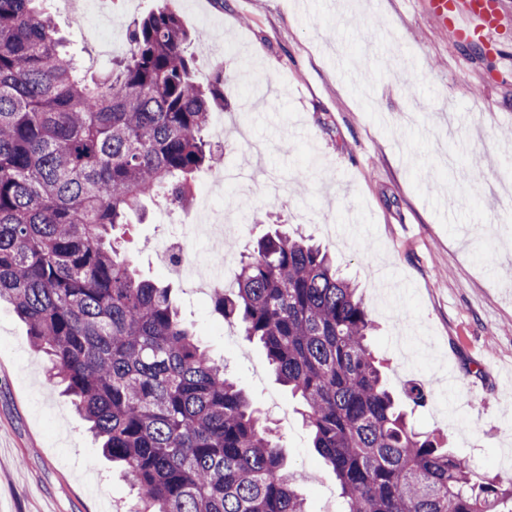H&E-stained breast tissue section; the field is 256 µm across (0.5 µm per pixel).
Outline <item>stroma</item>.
Here are the masks:
<instances>
[{"label":"stroma","instance_id":"1","mask_svg":"<svg viewBox=\"0 0 512 512\" xmlns=\"http://www.w3.org/2000/svg\"><path fill=\"white\" fill-rule=\"evenodd\" d=\"M170 5L196 32L200 67L223 55L218 124L247 123L287 191L215 204L253 218L225 228L224 269L270 224L313 236L357 283L372 345L396 397L428 386L410 414L477 474L512 481V66L478 43L449 46L427 0H119L116 32ZM132 220L121 239L139 273L192 207L159 224ZM176 304L209 354L275 427L308 512H341L336 476L310 446L298 402L262 348L225 340L210 297L170 278ZM138 499L98 454L84 423L47 380V359L0 305V512H136Z\"/></svg>","mask_w":512,"mask_h":512}]
</instances>
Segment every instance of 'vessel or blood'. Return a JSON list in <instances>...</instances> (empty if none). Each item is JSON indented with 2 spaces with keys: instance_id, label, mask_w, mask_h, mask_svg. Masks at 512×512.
Wrapping results in <instances>:
<instances>
[{
  "instance_id": "b4317fda",
  "label": "vessel or blood",
  "mask_w": 512,
  "mask_h": 512,
  "mask_svg": "<svg viewBox=\"0 0 512 512\" xmlns=\"http://www.w3.org/2000/svg\"><path fill=\"white\" fill-rule=\"evenodd\" d=\"M428 7L457 43H482L499 25L502 0H428Z\"/></svg>"
}]
</instances>
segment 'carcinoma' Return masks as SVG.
I'll use <instances>...</instances> for the list:
<instances>
[{
	"instance_id": "carcinoma-1",
	"label": "carcinoma",
	"mask_w": 512,
	"mask_h": 512,
	"mask_svg": "<svg viewBox=\"0 0 512 512\" xmlns=\"http://www.w3.org/2000/svg\"><path fill=\"white\" fill-rule=\"evenodd\" d=\"M162 8L133 21L112 70L87 73L47 0H0V301L49 380L137 488L139 512H305L277 435L200 345L173 289L142 279L117 231L146 200L185 206L219 150L224 62ZM299 396L342 512H512V482L471 472L409 424L368 342L358 288L310 238L275 228L217 292Z\"/></svg>"
}]
</instances>
